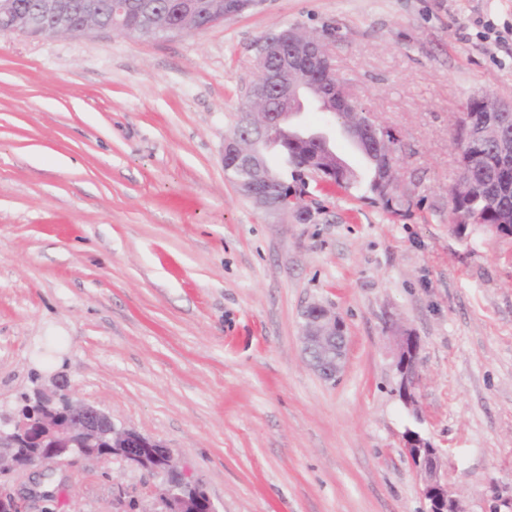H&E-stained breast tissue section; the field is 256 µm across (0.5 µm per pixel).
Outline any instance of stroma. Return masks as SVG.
<instances>
[{"label": "stroma", "instance_id": "obj_1", "mask_svg": "<svg viewBox=\"0 0 512 512\" xmlns=\"http://www.w3.org/2000/svg\"><path fill=\"white\" fill-rule=\"evenodd\" d=\"M330 29L352 98L400 140L406 217L359 183L305 224L224 174L262 36ZM512 102V0H264L153 38L0 33V411L54 380L171 448L217 512H425L406 429L469 512H512V240L448 222L462 105ZM334 308L347 364L307 366L300 312ZM417 336L416 413L394 328ZM160 476L72 456L18 470L24 512H161Z\"/></svg>", "mask_w": 512, "mask_h": 512}]
</instances>
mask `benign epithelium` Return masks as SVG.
Wrapping results in <instances>:
<instances>
[{
	"label": "benign epithelium",
	"mask_w": 512,
	"mask_h": 512,
	"mask_svg": "<svg viewBox=\"0 0 512 512\" xmlns=\"http://www.w3.org/2000/svg\"><path fill=\"white\" fill-rule=\"evenodd\" d=\"M261 3L262 0H226L224 13L215 15L209 9L202 11L198 5L187 2L176 11L175 21L164 24L162 32L171 35L203 32ZM110 7L119 14L141 17L154 12L150 0H113ZM45 16L55 17L61 25L76 30L80 35L116 30L110 25L96 26L90 23V17L86 14L77 21L68 19L66 4L62 0H44L38 14L18 10L14 0H0V33L37 36ZM116 31L129 36L135 34L131 27ZM297 33L299 30L291 28L260 39L256 66L261 74L272 62H277L288 99L300 103L309 92V87L294 78L295 67L300 60L295 50L305 52L308 69L330 71L332 64L328 42L333 34L326 30L320 36L299 40ZM262 96L261 85L254 82L248 85L239 127L224 138V161L253 167L257 141L276 136L288 127L292 117L290 112L251 111L252 102ZM459 129L463 138L469 141H485V125L473 120L470 113ZM236 186L244 197L267 214L290 213L298 223H306L312 218L311 209L296 203L294 196L286 199L275 197L270 178L265 173H259L252 180L238 182ZM401 187L403 183L397 175L396 162L390 158L380 179L381 193L389 196ZM300 317L303 353L309 367L324 381L336 380L347 362L344 322L319 302L304 306ZM396 345L400 395L404 403L412 407L415 405L414 390L420 378L419 342L410 331L403 330L396 336ZM403 441L407 460L422 478L427 512H467L463 499L448 490L441 474L440 450L410 429L405 431ZM159 447L161 444L136 431L116 429L108 413L74 399L64 384L56 385L54 391L36 389L25 395V407L8 414L0 413L1 476L48 462L62 463L71 455L104 459L106 455L100 449L111 448L113 453L129 464L156 474L160 473L159 463H164L166 475L161 493L162 512H216L207 494L190 495L185 491L191 483L175 466L172 451L162 452ZM22 508L21 501L0 485V512H22Z\"/></svg>",
	"instance_id": "obj_1"
}]
</instances>
